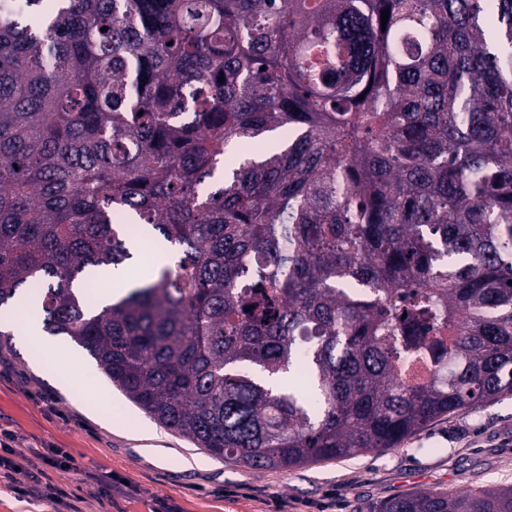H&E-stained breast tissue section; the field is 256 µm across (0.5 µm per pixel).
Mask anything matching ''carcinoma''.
Wrapping results in <instances>:
<instances>
[{
	"label": "carcinoma",
	"mask_w": 512,
	"mask_h": 512,
	"mask_svg": "<svg viewBox=\"0 0 512 512\" xmlns=\"http://www.w3.org/2000/svg\"><path fill=\"white\" fill-rule=\"evenodd\" d=\"M146 231L173 266L92 303L78 277ZM20 293L248 469L512 394V0H0V321ZM370 512H512V486Z\"/></svg>",
	"instance_id": "1"
}]
</instances>
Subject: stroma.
<instances>
[{
    "mask_svg": "<svg viewBox=\"0 0 512 512\" xmlns=\"http://www.w3.org/2000/svg\"><path fill=\"white\" fill-rule=\"evenodd\" d=\"M102 375L70 337L60 346L0 340V457L68 494L20 497L0 481V512H368L421 490L512 485V396L443 417L380 454L250 470L209 455L120 394L101 405ZM69 457L64 468L47 458Z\"/></svg>",
    "mask_w": 512,
    "mask_h": 512,
    "instance_id": "35a3bbf8",
    "label": "stroma"
}]
</instances>
